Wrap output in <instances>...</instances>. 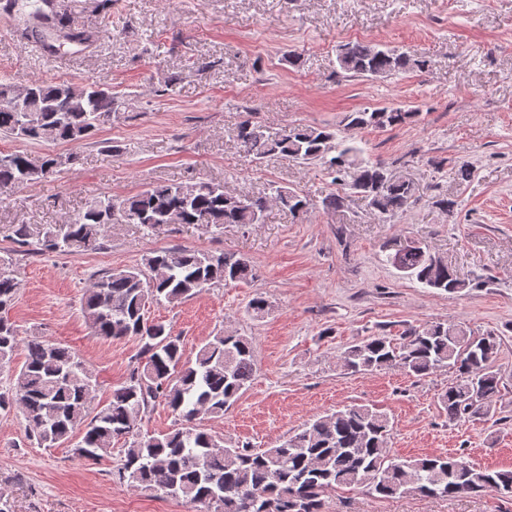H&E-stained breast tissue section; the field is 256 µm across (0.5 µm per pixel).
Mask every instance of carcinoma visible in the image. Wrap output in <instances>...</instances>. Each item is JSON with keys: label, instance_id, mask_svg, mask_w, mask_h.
<instances>
[{"label": "carcinoma", "instance_id": "obj_1", "mask_svg": "<svg viewBox=\"0 0 512 512\" xmlns=\"http://www.w3.org/2000/svg\"><path fill=\"white\" fill-rule=\"evenodd\" d=\"M22 28L27 40L54 49L50 37L64 32L74 44L94 39L89 30L69 25V5L52 11L46 0H23ZM339 70L351 77L388 78L421 71L427 60L396 49L347 42L336 55ZM17 99L18 88L0 82V135L30 143L63 142L78 146L112 118L117 98L95 81L82 84L35 81ZM417 113L400 108L350 112L344 131L326 126H287L270 131L249 119L235 137L245 155L264 160L277 154L306 163L319 162L340 191L327 195L323 209L339 211L350 194L368 200L384 223L416 201L413 181L389 172L380 161L364 157L355 133L384 130L413 120ZM51 155L34 164L28 154L0 153V190L19 189L53 174L62 163ZM293 215L307 212L309 202L297 191L270 185L264 195H233L214 182L149 185L132 196L104 195L45 235L53 252L95 251L110 224H258L270 203ZM11 255L0 256V368L18 348L15 326L7 317L20 281ZM405 275L426 288L455 293L467 284L428 246L404 259ZM257 278L244 256L213 255L191 248L161 249L136 266L113 269L96 278L82 296V313L94 335L104 339L135 338L139 361L105 406L93 404L92 375L69 350L47 340L27 343V361L14 376L9 393H0V409L19 411L27 433L42 444L74 443V454L96 459L120 445L115 476L121 483L156 495L202 506L203 512H322L323 497L340 488L363 486L383 498L418 495L456 497L488 487L512 493V470L491 471L461 455L400 458L391 453L392 430L386 414L368 406H346L319 415L272 448L253 451L213 434L202 417H222L254 379L252 339L219 330L208 337L195 358L184 356L181 337L161 322L144 318L146 305H178L221 284ZM269 303L260 293L247 312L262 318ZM501 338L477 336L461 324L433 322L411 327L400 341L371 336L341 354L344 367L359 374L397 368L414 377L453 370L456 380L441 397L451 420L486 417L501 393L498 359ZM165 403L177 417L171 430L143 436L140 425L154 402Z\"/></svg>", "mask_w": 512, "mask_h": 512}]
</instances>
